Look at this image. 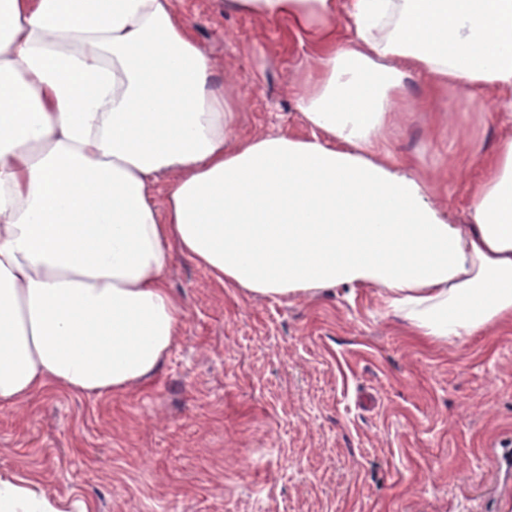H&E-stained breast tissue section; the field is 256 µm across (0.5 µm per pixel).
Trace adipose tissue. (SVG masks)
Wrapping results in <instances>:
<instances>
[{"instance_id":"ef3b65f1","label":"adipose tissue","mask_w":512,"mask_h":512,"mask_svg":"<svg viewBox=\"0 0 512 512\" xmlns=\"http://www.w3.org/2000/svg\"><path fill=\"white\" fill-rule=\"evenodd\" d=\"M225 6L312 45L311 136L226 148L234 105L173 0H0L1 403L151 378L184 315L177 254L261 296L380 289L432 343L512 320V137L481 155L466 224L383 145L409 73L466 111L512 95V0ZM0 512L86 507L0 475Z\"/></svg>"}]
</instances>
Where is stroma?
Listing matches in <instances>:
<instances>
[{
    "instance_id": "obj_1",
    "label": "stroma",
    "mask_w": 512,
    "mask_h": 512,
    "mask_svg": "<svg viewBox=\"0 0 512 512\" xmlns=\"http://www.w3.org/2000/svg\"><path fill=\"white\" fill-rule=\"evenodd\" d=\"M237 113L234 139L311 133L292 89L309 45L224 0H177ZM385 135L449 223L469 221L479 155L512 128L485 90L419 105ZM184 318L145 383L105 396L55 388L0 404V474L88 512H512V322L423 343L379 289L265 297L175 256Z\"/></svg>"
}]
</instances>
